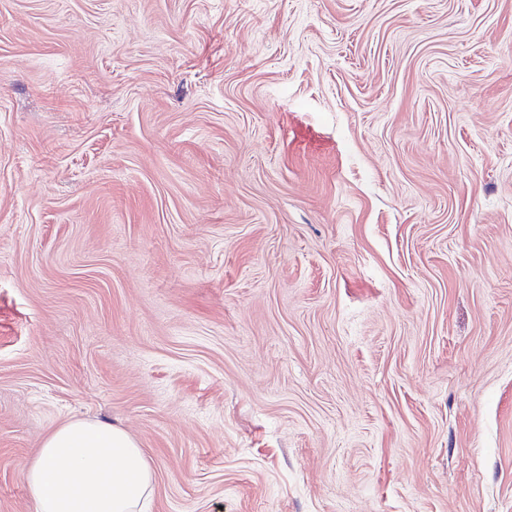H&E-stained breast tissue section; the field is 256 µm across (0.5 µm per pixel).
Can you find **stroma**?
Masks as SVG:
<instances>
[{"label": "stroma", "instance_id": "obj_1", "mask_svg": "<svg viewBox=\"0 0 512 512\" xmlns=\"http://www.w3.org/2000/svg\"><path fill=\"white\" fill-rule=\"evenodd\" d=\"M75 418L147 512H512V0H0V512Z\"/></svg>", "mask_w": 512, "mask_h": 512}]
</instances>
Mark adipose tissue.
Masks as SVG:
<instances>
[{
	"mask_svg": "<svg viewBox=\"0 0 512 512\" xmlns=\"http://www.w3.org/2000/svg\"><path fill=\"white\" fill-rule=\"evenodd\" d=\"M24 478L35 512H141L153 491L136 440L120 426L87 419L54 429Z\"/></svg>",
	"mask_w": 512,
	"mask_h": 512,
	"instance_id": "ef3b65f1",
	"label": "adipose tissue"
}]
</instances>
